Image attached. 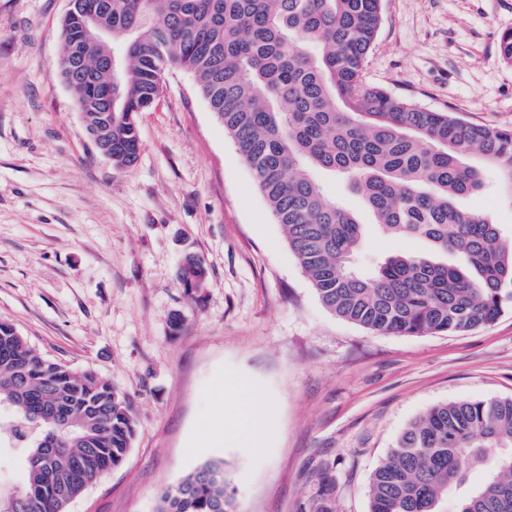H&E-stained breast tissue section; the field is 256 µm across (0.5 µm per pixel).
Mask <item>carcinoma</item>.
Masks as SVG:
<instances>
[{"label":"carcinoma","instance_id":"carcinoma-1","mask_svg":"<svg viewBox=\"0 0 512 512\" xmlns=\"http://www.w3.org/2000/svg\"><path fill=\"white\" fill-rule=\"evenodd\" d=\"M81 42L62 25L60 78L80 114L131 165L137 114L164 71H191L236 142L288 246L335 316L381 335L457 334L493 323L512 304V236L463 205L484 187L481 155L512 199V128L475 124L398 99L363 80L383 22L381 0H86ZM119 56L116 73L109 60ZM112 89V98L106 90ZM324 171L359 195L384 233L421 238L369 272L355 260L365 234L325 196ZM452 261H446V258ZM191 259L180 283L201 286ZM0 440L25 449L19 512H66L89 482L119 466L135 431L126 397L92 373L45 358L0 321ZM60 460L38 464L44 441ZM512 512V397L431 407L399 434L372 474L369 512ZM158 512H236L224 462L209 461L160 495Z\"/></svg>","mask_w":512,"mask_h":512}]
</instances>
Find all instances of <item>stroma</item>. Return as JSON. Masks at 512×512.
Instances as JSON below:
<instances>
[{
	"instance_id": "1",
	"label": "stroma",
	"mask_w": 512,
	"mask_h": 512,
	"mask_svg": "<svg viewBox=\"0 0 512 512\" xmlns=\"http://www.w3.org/2000/svg\"><path fill=\"white\" fill-rule=\"evenodd\" d=\"M68 0H0V320L46 358L124 394L122 464L67 512H157L159 495L224 461L238 512H305L329 475L331 512H369L368 486L429 407L512 397V305L457 334L382 336L330 313L233 139L174 67L140 113L136 161L112 165L57 74ZM366 83L466 121L512 127V65L498 56L512 0H382ZM325 193L367 226L360 268L427 244L371 226L331 176ZM512 231L496 179L467 200ZM206 277L182 288L185 258ZM241 380L268 407L257 448L230 441Z\"/></svg>"
}]
</instances>
